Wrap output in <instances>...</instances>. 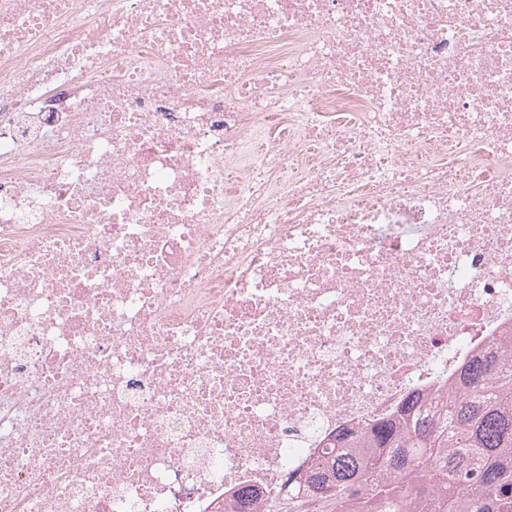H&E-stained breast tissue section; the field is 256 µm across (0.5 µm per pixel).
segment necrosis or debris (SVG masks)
I'll return each instance as SVG.
<instances>
[{"label":"necrosis or debris","instance_id":"4bbe7bcc","mask_svg":"<svg viewBox=\"0 0 512 512\" xmlns=\"http://www.w3.org/2000/svg\"><path fill=\"white\" fill-rule=\"evenodd\" d=\"M512 335V0H0V512H258Z\"/></svg>","mask_w":512,"mask_h":512}]
</instances>
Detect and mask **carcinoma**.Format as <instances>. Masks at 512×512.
Here are the masks:
<instances>
[{"instance_id": "cac0c4a2", "label": "carcinoma", "mask_w": 512, "mask_h": 512, "mask_svg": "<svg viewBox=\"0 0 512 512\" xmlns=\"http://www.w3.org/2000/svg\"><path fill=\"white\" fill-rule=\"evenodd\" d=\"M298 485L322 512H512V335L436 400L339 431ZM258 498L239 488L236 512H256Z\"/></svg>"}]
</instances>
